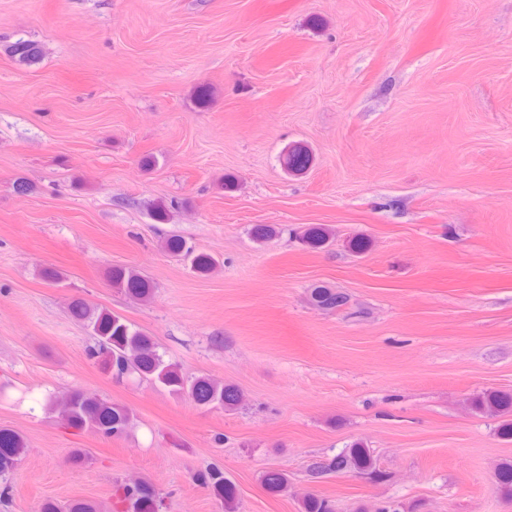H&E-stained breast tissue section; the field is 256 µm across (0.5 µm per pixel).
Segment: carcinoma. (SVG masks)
<instances>
[{
	"label": "carcinoma",
	"instance_id": "obj_1",
	"mask_svg": "<svg viewBox=\"0 0 512 512\" xmlns=\"http://www.w3.org/2000/svg\"><path fill=\"white\" fill-rule=\"evenodd\" d=\"M10 53L17 62L29 65L40 59L42 51L38 43L19 39L10 46ZM282 163L287 169L302 170L309 164V155L303 149H295L284 153ZM331 235V230L322 224L309 225L299 233L300 239L311 248L324 246ZM165 248L187 259L191 268L198 273L208 274L216 266L213 256L195 252L178 237L168 239ZM109 282L112 287L140 301H148L152 296L150 282L133 269H112ZM308 300L322 311L333 312L346 304L347 297L326 285H314L308 290ZM70 313L91 330L94 343L89 346L87 354L93 358L102 355L109 357L113 375H134L141 381L167 389L173 395L186 396L201 407L220 406L226 411H234L242 404L244 396L237 386L206 375L185 377L178 365L163 359L154 337L132 328L126 319L112 311L78 298L72 301ZM471 406L474 411L497 419L499 436L506 440L512 439V392L487 391L473 398ZM132 421L133 415L126 406L102 397L88 396L79 390L69 395L61 412L63 425L75 429H92L106 437L123 435ZM23 448L24 442L17 433L0 429V473L13 464ZM330 471L381 477L376 461L360 442L353 443L329 462L313 468V474L317 476ZM194 480L209 489L224 504V512H234L237 507V488L224 476L222 466L214 464L200 470L194 474ZM261 481L272 493L288 491V474L281 470L264 471ZM494 482L512 497V460L504 459L497 465ZM114 495L118 502L126 505L127 512H161L163 508V501L155 487L145 480L117 481L114 484ZM300 509L301 512H333V505L325 498L308 493L301 499ZM41 512H99V508L88 500H76L64 508L53 501H47L42 505Z\"/></svg>",
	"mask_w": 512,
	"mask_h": 512
}]
</instances>
